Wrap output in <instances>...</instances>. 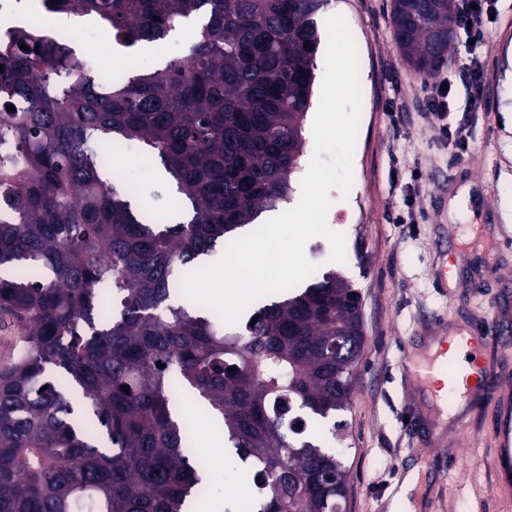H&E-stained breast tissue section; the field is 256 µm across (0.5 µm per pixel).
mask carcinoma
<instances>
[{
    "mask_svg": "<svg viewBox=\"0 0 512 512\" xmlns=\"http://www.w3.org/2000/svg\"><path fill=\"white\" fill-rule=\"evenodd\" d=\"M328 2L58 0L124 43L195 23L185 57L105 90L66 44L19 31L0 45V327L20 330L0 363V512L200 504L208 471L179 393L249 464L257 512H341L359 289L328 273L226 333L176 288L292 193ZM455 10L390 0L395 47L423 79L448 64ZM130 139L188 204L182 220L132 204L108 153Z\"/></svg>",
    "mask_w": 512,
    "mask_h": 512,
    "instance_id": "cac0c4a2",
    "label": "carcinoma"
}]
</instances>
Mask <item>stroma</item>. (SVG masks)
<instances>
[{
	"label": "stroma",
	"mask_w": 512,
	"mask_h": 512,
	"mask_svg": "<svg viewBox=\"0 0 512 512\" xmlns=\"http://www.w3.org/2000/svg\"><path fill=\"white\" fill-rule=\"evenodd\" d=\"M498 14L478 53L484 62L487 103L467 128L470 150L451 159L438 126L420 114L426 95L421 78L396 51L390 0H330L317 18L342 16L360 47L361 107L349 193H329V227L345 237L346 261L330 259L321 236L307 252L319 273L336 272L361 291L365 347L356 367L353 394L339 417L351 448L346 512H388L396 487L409 470L419 477L410 500L414 512H512V474L498 467L491 424L498 413L473 404L463 433L426 446L416 422L414 387L403 368L404 346L427 335L434 317L449 327L479 324L496 315L503 338L488 346L500 369L512 370V122L504 112V84L512 78V0H498ZM194 32L135 46L130 73H146L189 50ZM401 113L393 123L391 113ZM127 183L140 188L136 205L178 213L172 190L156 163L137 155L121 161ZM469 187L466 207L447 215L445 202ZM447 268L448 282L437 274ZM208 449L210 502L231 512L243 505L250 486L233 449L218 431ZM456 466H449V457Z\"/></svg>",
	"instance_id": "1"
}]
</instances>
